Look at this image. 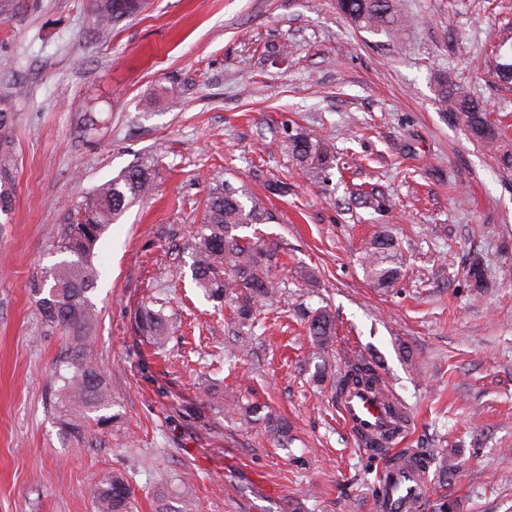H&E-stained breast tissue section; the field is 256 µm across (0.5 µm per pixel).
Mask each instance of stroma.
Returning a JSON list of instances; mask_svg holds the SVG:
<instances>
[{"mask_svg": "<svg viewBox=\"0 0 512 512\" xmlns=\"http://www.w3.org/2000/svg\"><path fill=\"white\" fill-rule=\"evenodd\" d=\"M93 3L0 0L16 160L0 215V512H96L87 489L112 471L134 512H371L379 462L334 395L359 357L411 417L409 447L448 455L423 512H512V89L492 54L512 47V0H403L393 36L353 28L334 0H145L109 30ZM440 72L483 103L496 147L441 112ZM298 127L335 146L336 167L296 166L281 141ZM135 165L153 193L93 257L112 420L66 441L54 404L67 335L42 323L31 284L82 197ZM276 180L286 194L268 191ZM218 182L271 215L237 230L278 258L250 325L191 276ZM370 188L382 207L355 203ZM381 230L403 256L385 291L360 262ZM157 302L160 346L138 323ZM320 307L336 338L319 381L304 316ZM220 394L235 406L218 409Z\"/></svg>", "mask_w": 512, "mask_h": 512, "instance_id": "1", "label": "stroma"}]
</instances>
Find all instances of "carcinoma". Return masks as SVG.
<instances>
[{
    "instance_id": "1",
    "label": "carcinoma",
    "mask_w": 512,
    "mask_h": 512,
    "mask_svg": "<svg viewBox=\"0 0 512 512\" xmlns=\"http://www.w3.org/2000/svg\"><path fill=\"white\" fill-rule=\"evenodd\" d=\"M114 0H94L95 16L102 27L116 23L112 13ZM400 0H336V12L355 28L372 33L393 29L399 19ZM437 100L444 112L467 124L480 141L497 140L498 132L487 121L482 103L459 90L446 73L435 76ZM12 123L11 113L0 108V213L10 211L12 199L2 181L10 178L13 155L6 129ZM283 149L300 169L317 177L336 161L335 151L327 143L314 140L302 131L287 135ZM153 192L149 168L132 167L115 178L100 184L84 196L78 207L79 218L69 225L63 236L53 243L59 260L50 268V279L38 278L31 291L39 295L37 303L45 323L63 329L69 341L56 376L57 424L60 435L77 439L85 422H102L107 416L100 411L110 407L104 373L90 349L91 332L97 313L92 300L96 282L93 265L94 250L108 225L119 219L134 201L145 199ZM272 219L259 204L246 205L243 195L221 183L209 188L204 223L193 246V271L199 287L211 296L221 298L234 294L238 299L237 315L249 321L255 308L274 293L269 271L274 255L258 243L247 242L234 234L244 224H262ZM362 267L368 279L378 288H390L400 274V253L393 239L381 231L366 246ZM144 331L163 341L165 322L161 311L144 308L141 312ZM333 315L320 310L309 323L315 355L325 353L335 335ZM379 382L372 366L359 361L350 366L338 380L340 387L351 382ZM97 512H132V492L121 473H106L89 490Z\"/></svg>"
}]
</instances>
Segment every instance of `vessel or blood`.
Listing matches in <instances>:
<instances>
[{
  "label": "vessel or blood",
  "mask_w": 512,
  "mask_h": 512,
  "mask_svg": "<svg viewBox=\"0 0 512 512\" xmlns=\"http://www.w3.org/2000/svg\"><path fill=\"white\" fill-rule=\"evenodd\" d=\"M336 411L354 436L374 439L391 434L388 446L372 447V454L383 460L377 472L372 512H419L429 484L428 463L415 452L406 451V429L412 422L405 413L391 406L385 391L364 384L347 385L336 395ZM402 434H395L397 426Z\"/></svg>",
  "instance_id": "b4317fda"
}]
</instances>
